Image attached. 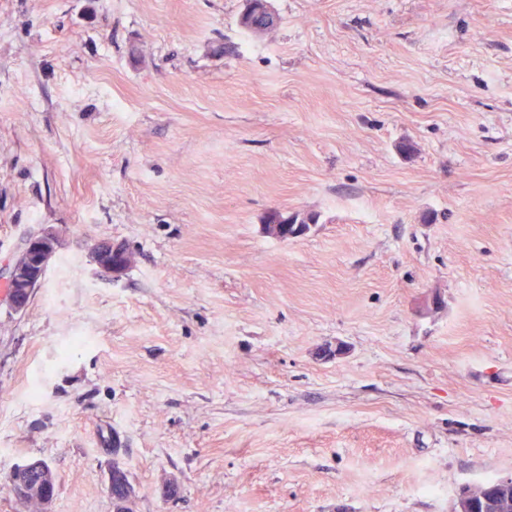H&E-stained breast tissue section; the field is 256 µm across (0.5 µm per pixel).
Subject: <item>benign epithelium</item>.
Listing matches in <instances>:
<instances>
[{"label": "benign epithelium", "mask_w": 512, "mask_h": 512, "mask_svg": "<svg viewBox=\"0 0 512 512\" xmlns=\"http://www.w3.org/2000/svg\"><path fill=\"white\" fill-rule=\"evenodd\" d=\"M57 235L51 229H39L29 233L18 247L0 278L7 286L6 301L15 313L26 310L37 288L41 285L57 249ZM130 250L122 243L103 241L92 252V261L103 274L113 278L123 272ZM33 465V459L14 464L10 472L9 485L19 501L26 500L24 477ZM512 488V477H503L484 482L478 486H463L456 495V512H477V509L493 505V500Z\"/></svg>", "instance_id": "1"}]
</instances>
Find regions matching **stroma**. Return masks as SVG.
Returning <instances> with one entry per match:
<instances>
[{
	"mask_svg": "<svg viewBox=\"0 0 512 512\" xmlns=\"http://www.w3.org/2000/svg\"><path fill=\"white\" fill-rule=\"evenodd\" d=\"M268 4L0 0V267L59 235L0 301V512L32 457L53 512H112L116 461L135 512H451L512 475V0ZM252 9L241 14L240 25L251 33H260L274 26L275 15L270 11L266 0H251ZM288 217V221L291 220L292 224H300L301 227L299 229V234L301 236H304L307 234L308 231H310L309 224H317L318 222V216L314 213H301V212H288V210L285 211V213H282L280 210H273L270 215L267 217V221L265 224H278L276 226H279L281 230L283 231V237L282 240L288 241L290 239H294V235H291L288 232L289 225L288 224H282L281 219H285ZM57 242V235L51 229L29 233L2 270L1 278L7 286L4 300L11 311L26 310L55 256ZM130 253L129 248L122 243L103 241L94 248L91 258L101 273L116 278L124 272V262Z\"/></svg>",
	"mask_w": 512,
	"mask_h": 512,
	"instance_id": "stroma-1",
	"label": "stroma"
}]
</instances>
